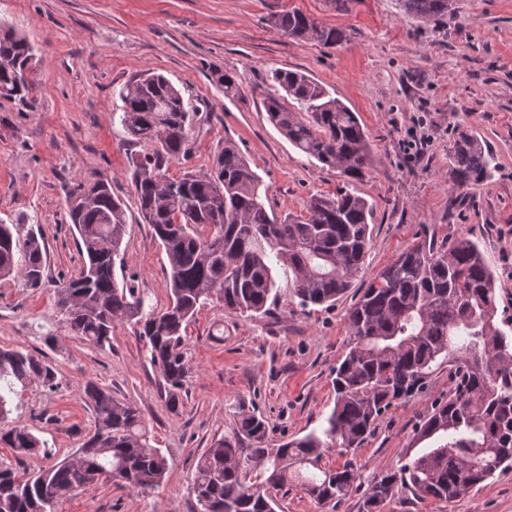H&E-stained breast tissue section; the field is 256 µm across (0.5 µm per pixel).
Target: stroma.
I'll return each instance as SVG.
<instances>
[{
	"label": "stroma",
	"mask_w": 512,
	"mask_h": 512,
	"mask_svg": "<svg viewBox=\"0 0 512 512\" xmlns=\"http://www.w3.org/2000/svg\"><path fill=\"white\" fill-rule=\"evenodd\" d=\"M456 5L437 22L404 14L396 0H0V23L25 36L35 55L28 100L0 98V224L42 233L47 246L43 287L0 282V346L44 356L59 381L13 398L11 422L46 440V454L0 444V465L31 470L75 451L93 426L84 394L92 381L140 409L169 470L151 493L103 481L58 512H199L190 490L196 464L217 440L233 438L234 407L264 416L277 443L318 429L335 403L349 309L402 250L428 237L475 241L496 279L498 316L512 318V0ZM293 10L344 30L346 42L299 41L269 26L271 15ZM278 68L305 73L358 113L374 152L362 179L310 161L270 123L264 102ZM148 69L177 85L196 113L189 154L170 165L171 177L210 169L231 140L276 214H300L312 195L341 190L373 207L364 269L335 306L301 308L282 271L270 316L246 318L217 303L198 312L186 344L192 373L174 411L131 326H117L102 350L72 336L53 310L55 282L82 265L67 199L97 178L125 203L124 275L154 308L168 304L165 253L141 222L131 184L129 160L149 147L128 142L119 119L120 89ZM226 73L240 84L230 100L218 81ZM416 132L424 141L412 150ZM461 132L492 153L485 184L457 188L448 177V151ZM447 397L442 368L354 450L360 480L340 503L318 507L291 485L275 493L278 512H361L370 487L411 452L415 422ZM383 512H512V466L453 502L401 492Z\"/></svg>",
	"instance_id": "1"
}]
</instances>
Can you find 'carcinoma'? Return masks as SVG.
Listing matches in <instances>:
<instances>
[{"label": "carcinoma", "instance_id": "obj_1", "mask_svg": "<svg viewBox=\"0 0 512 512\" xmlns=\"http://www.w3.org/2000/svg\"><path fill=\"white\" fill-rule=\"evenodd\" d=\"M398 4L416 18L438 20L453 0ZM270 24L292 39L326 46L346 40L343 31L299 11L275 14ZM31 59L28 40L0 26V98L29 97ZM271 80L275 93L265 109L275 128L308 158L361 177L372 148L358 114L302 72L277 69ZM119 97L131 141L151 146L131 159L132 186L142 222L168 260L169 303L159 311L134 285L117 281L126 211L112 186L95 179L78 185L67 201L83 265L55 285V313L73 335L102 349L116 326L135 327L174 411L190 373L187 330L199 310L215 301L247 318L266 315L276 272L285 268L301 306L335 304L362 270L372 206L345 190L314 196L301 215L280 219L266 208L260 176L232 141L224 142L212 169L172 178L169 166L188 153L192 127L180 89L149 72L128 82ZM491 160L478 137L462 133L449 151V178L456 187L481 185L491 178ZM44 253L37 234L22 237L19 225L0 224V280L20 276L33 288L43 286ZM503 326L494 274L473 240L452 234L407 247L348 312L352 342L334 370L336 401L322 427L272 446L262 416L234 412L235 441L219 440L198 459L192 492L200 512H276L272 492L290 482L320 506L339 502L358 470L349 461L323 468L324 453L361 447L386 411L424 392L445 366L453 382L448 399L415 428L416 443L427 446L371 486L364 512H378L400 489L421 500L459 498L512 463V336ZM56 379L55 369L32 352L0 348L1 443L25 456L46 446L29 429L3 423L17 388L38 382L54 389ZM84 392L94 429L71 457L53 465L22 476L0 466V512H57L73 493L101 481L142 493L163 482L168 459L151 444L135 405L92 381ZM242 441L250 447H239Z\"/></svg>", "mask_w": 512, "mask_h": 512}]
</instances>
